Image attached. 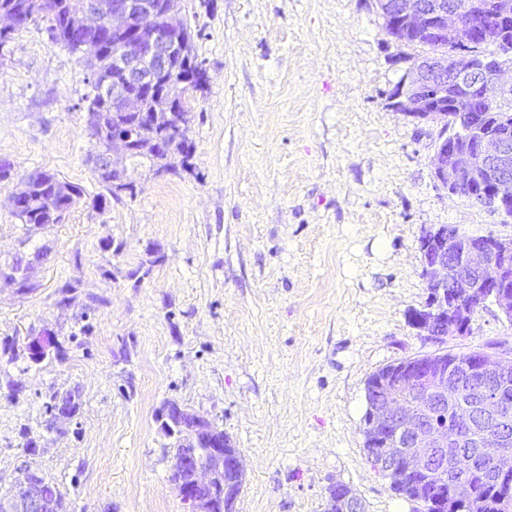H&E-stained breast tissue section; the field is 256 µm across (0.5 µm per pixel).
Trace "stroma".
<instances>
[{"label":"stroma","mask_w":512,"mask_h":512,"mask_svg":"<svg viewBox=\"0 0 512 512\" xmlns=\"http://www.w3.org/2000/svg\"><path fill=\"white\" fill-rule=\"evenodd\" d=\"M183 5L208 75L186 96L190 171L29 236L8 201L16 179L50 170L100 190L92 88L83 55L45 31L0 49V157L15 164L0 263L48 253L31 292L0 280V494L30 462L74 512H182L157 419L174 399L243 453L236 512H323L337 484L364 512H416L367 459L366 382L441 349H512L492 306L442 346L409 322L429 296L422 236L449 224L510 239L512 218L435 180L439 125L389 99L425 51L386 33L376 0ZM45 328L63 353L31 363L26 338ZM73 389L78 414L47 429L53 396Z\"/></svg>","instance_id":"stroma-1"}]
</instances>
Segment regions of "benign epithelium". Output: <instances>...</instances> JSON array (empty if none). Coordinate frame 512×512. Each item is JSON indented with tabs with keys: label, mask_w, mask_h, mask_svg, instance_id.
Returning a JSON list of instances; mask_svg holds the SVG:
<instances>
[{
	"label": "benign epithelium",
	"mask_w": 512,
	"mask_h": 512,
	"mask_svg": "<svg viewBox=\"0 0 512 512\" xmlns=\"http://www.w3.org/2000/svg\"><path fill=\"white\" fill-rule=\"evenodd\" d=\"M34 8L29 0L19 11H1L0 33L21 27ZM377 8L397 42L418 34L448 44L471 29L494 52L512 33V0H496L486 22L465 16L448 0H377ZM181 13L167 6L166 0H86L68 26L79 52L87 56L89 78L105 93L112 111L135 117L133 131L112 129L109 143L92 155L94 166L109 176L115 197L134 194L140 187L143 173L131 163L134 154L149 151L163 161L174 145L189 143L190 116L184 111V98L194 88L197 74L189 70L193 37ZM111 37L121 43L112 54V74L106 77L99 60ZM166 72L177 75L178 82L159 90L157 76ZM511 74L512 66L494 55L467 67L455 54L429 56L408 68L392 93L393 107L438 123L444 113L436 111L435 101L447 96L448 86L469 96L489 78L499 97L512 89ZM159 109L180 113L171 141L157 126ZM464 129L469 145L450 146L446 138L440 142L431 160L435 178L446 189L464 188L469 198L511 213L512 141L483 130L477 121ZM455 235L454 226L441 225L420 242L429 298L423 309L411 313L410 322L437 343L468 334L467 319L474 307L491 304L512 321V238L473 237L450 262L448 245ZM55 345L56 337L47 331L27 340L35 358ZM446 358L448 352L443 351L379 369L366 393L363 436L366 447L374 449L373 468L390 485L422 474L447 487L453 498L456 489L447 484L448 451L468 440L475 446L470 464L489 457L496 462L497 477L512 480V352L485 351L474 366L464 367L466 377L493 376L492 386L474 404L465 401L461 381L451 377L454 365H445ZM443 406L466 421L476 407L485 423L498 427V433L483 431L466 438L455 427L425 421L432 408ZM158 420L181 448L172 469L188 473L187 479L173 481L183 512H236L245 467L232 439L208 418L174 400L163 403ZM339 494L340 512H362L350 489L341 486ZM59 497L37 478H24L13 483V512H57Z\"/></svg>",
	"instance_id": "7a95c632"
}]
</instances>
